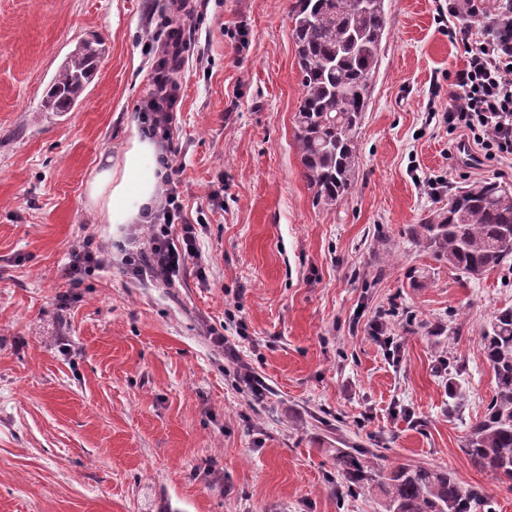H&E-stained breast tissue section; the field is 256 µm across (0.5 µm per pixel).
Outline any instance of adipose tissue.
Listing matches in <instances>:
<instances>
[{
	"label": "adipose tissue",
	"mask_w": 512,
	"mask_h": 512,
	"mask_svg": "<svg viewBox=\"0 0 512 512\" xmlns=\"http://www.w3.org/2000/svg\"><path fill=\"white\" fill-rule=\"evenodd\" d=\"M163 168L155 143L132 134L118 161H106L93 175L87 193L104 223L133 224L156 209Z\"/></svg>",
	"instance_id": "ef3b65f1"
}]
</instances>
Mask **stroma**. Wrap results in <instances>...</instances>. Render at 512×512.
Returning <instances> with one entry per match:
<instances>
[{
    "label": "stroma",
    "mask_w": 512,
    "mask_h": 512,
    "mask_svg": "<svg viewBox=\"0 0 512 512\" xmlns=\"http://www.w3.org/2000/svg\"><path fill=\"white\" fill-rule=\"evenodd\" d=\"M294 3L0 0V512H381L377 490L348 494L340 448L450 472L512 512V490L462 451L495 388L479 334L512 306V272L469 279L407 239L449 189L512 184V159L451 158L467 138L443 119L462 21L441 18L448 0H385L358 176L330 207L294 140ZM94 36L106 53L79 105L42 111ZM175 39L162 150L209 271L165 285L121 263L147 228L101 223L87 187ZM89 237L104 260L75 284L64 267Z\"/></svg>",
    "instance_id": "35a3bbf8"
}]
</instances>
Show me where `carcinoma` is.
<instances>
[{
  "label": "carcinoma",
  "mask_w": 512,
  "mask_h": 512,
  "mask_svg": "<svg viewBox=\"0 0 512 512\" xmlns=\"http://www.w3.org/2000/svg\"><path fill=\"white\" fill-rule=\"evenodd\" d=\"M291 18L301 85L295 138L303 177L317 201L335 206L354 187V138L379 62L385 0H295ZM104 53L98 40L79 43L52 80L43 110H72ZM408 239L470 279L512 269V187L484 179L450 190L448 206L410 227ZM480 340L495 390L485 415L470 426L462 451L476 469L511 485L512 307L494 314ZM336 469L352 493L363 484L378 489L383 512H477L484 505L481 489L462 487L449 472L400 464L377 480L365 455L340 448Z\"/></svg>",
  "instance_id": "carcinoma-1"
}]
</instances>
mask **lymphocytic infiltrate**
Returning a JSON list of instances; mask_svg holds the SVG:
<instances>
[{
	"label": "lymphocytic infiltrate",
	"instance_id": "f902f5d3",
	"mask_svg": "<svg viewBox=\"0 0 512 512\" xmlns=\"http://www.w3.org/2000/svg\"><path fill=\"white\" fill-rule=\"evenodd\" d=\"M466 13L470 23L459 30L465 55L463 68L453 78L445 119L450 129L469 132L487 160L512 157V0H494L485 11L484 0H448L449 15ZM165 80L145 106L143 123L161 141L170 138L173 114ZM162 210L153 214L158 225L150 239L134 243L123 256L139 276L173 283L188 260H195L198 275H205L196 241L199 231L186 217L178 183L167 177Z\"/></svg>",
	"mask_w": 512,
	"mask_h": 512
}]
</instances>
